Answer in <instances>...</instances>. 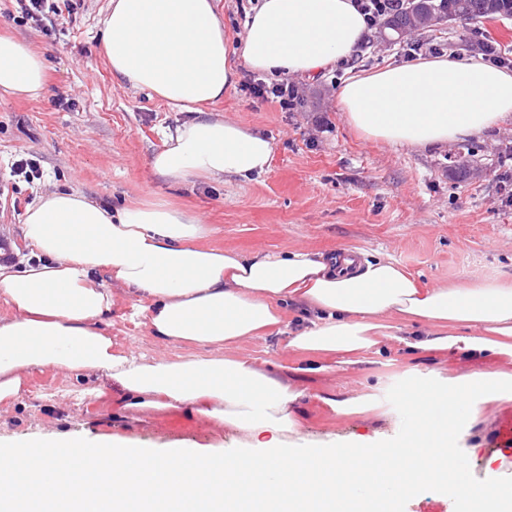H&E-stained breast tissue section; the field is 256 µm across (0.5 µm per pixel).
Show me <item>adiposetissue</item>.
<instances>
[{
    "label": "adipose tissue",
    "instance_id": "1",
    "mask_svg": "<svg viewBox=\"0 0 512 512\" xmlns=\"http://www.w3.org/2000/svg\"><path fill=\"white\" fill-rule=\"evenodd\" d=\"M367 35L354 0H262L233 52L212 0H110L102 47L116 77L192 115L165 133L149 160L155 175L248 179L267 171L273 146L210 110L240 79L232 54L268 75L312 77L353 57ZM46 70L40 53L0 35V92L40 98ZM337 99L363 138L423 150L512 118V72L431 57L351 76ZM203 232L163 204L112 210L77 190L44 194L24 224L36 262L0 265V301L10 310L0 317V402L51 366L75 381L76 402L111 396L127 416L205 417L243 433V451L145 448L86 428L25 441L0 435V512H397L424 482L452 484L459 512H512V489L448 466L461 411L475 417L481 404L511 397L512 373L415 383L404 396L413 423L398 440L295 454L287 436L299 426L301 391L222 355L268 333L283 334L296 358L344 365L368 361L382 337L421 352L512 355L511 287L422 288L384 257L337 269L302 250L247 258L196 246ZM116 282L133 323L197 353L156 359L114 342ZM290 303L308 320L285 331Z\"/></svg>",
    "mask_w": 512,
    "mask_h": 512
}]
</instances>
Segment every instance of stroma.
Listing matches in <instances>:
<instances>
[{
	"label": "stroma",
	"instance_id": "1",
	"mask_svg": "<svg viewBox=\"0 0 512 512\" xmlns=\"http://www.w3.org/2000/svg\"><path fill=\"white\" fill-rule=\"evenodd\" d=\"M108 6L109 0H80L70 18L37 22L25 18L21 0H0V34L29 44L48 67L41 98L0 97V247L14 254L16 268L36 255L23 232L27 208L47 192L76 189L115 209L170 202L200 217L207 228L202 245L246 256L305 249L326 258L349 250L364 259L396 260L422 288L512 285V204L503 203L499 179L512 172V121L476 139L419 151L363 139L346 123L336 99L350 75L410 61L412 42L475 60L479 54L472 41L482 32L502 51L512 52V17L444 23L397 44L368 36L349 65L299 77L302 100L291 112L235 87L213 111L272 140L268 172L248 180L175 183L155 176L148 161L162 146V130L190 115L170 111L112 74L101 48ZM320 119L327 132L316 129ZM474 144L490 177L465 183L449 178V154ZM23 157L39 162L41 180L30 184L12 174V163ZM129 306L124 295H117L115 341L157 358L185 354V347L160 342L147 327L127 320ZM223 354L254 360L259 367L288 362L274 340L260 337L242 340ZM473 371L512 372V356L414 354L386 340L378 362L328 373H288L289 383L305 393L302 425L288 441L324 447L345 438H397L407 425L403 395L411 383L430 373L445 380ZM64 384L53 367L33 371L18 399L0 404V432L24 437L85 427L132 436L146 448L181 441L198 448L220 445L230 453L239 446L240 433L176 410L146 412L131 425L113 415L104 399L69 406L49 401V394ZM331 395L340 400L365 395L373 408L342 415L325 404ZM509 417L512 398L481 405L477 420H461L457 446L473 482L512 483V439H505L501 426ZM398 512H456L454 490L423 484L401 501Z\"/></svg>",
	"mask_w": 512,
	"mask_h": 512
}]
</instances>
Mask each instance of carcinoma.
I'll list each match as a JSON object with an SVG mask.
<instances>
[{
    "instance_id": "obj_1",
    "label": "carcinoma",
    "mask_w": 512,
    "mask_h": 512,
    "mask_svg": "<svg viewBox=\"0 0 512 512\" xmlns=\"http://www.w3.org/2000/svg\"><path fill=\"white\" fill-rule=\"evenodd\" d=\"M421 16L426 20L422 29L427 30L442 22H452V17L463 15L479 22L486 18L512 17V0H423ZM414 33L420 29L414 24L412 3L399 11L388 14L379 26V35H394V28Z\"/></svg>"
}]
</instances>
